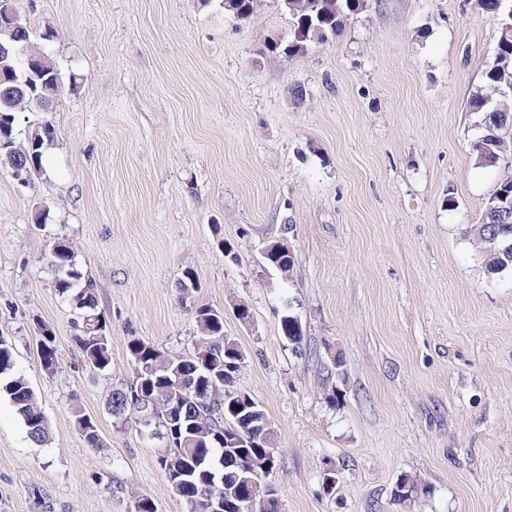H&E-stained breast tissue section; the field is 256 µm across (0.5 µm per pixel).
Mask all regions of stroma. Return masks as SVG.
<instances>
[{"instance_id": "35a3bbf8", "label": "stroma", "mask_w": 512, "mask_h": 512, "mask_svg": "<svg viewBox=\"0 0 512 512\" xmlns=\"http://www.w3.org/2000/svg\"><path fill=\"white\" fill-rule=\"evenodd\" d=\"M13 5L63 94L17 119L21 137L55 127L46 173L0 165V336L51 428L35 444L0 397V512H133L138 495L186 512L155 441L116 428L106 394L130 376L129 339L192 352L203 304L223 310L246 354L238 387L277 431L280 512H512V273L488 277L466 235L498 178L474 162L467 110L496 20L476 0H373L288 58L258 52L291 23L274 0L244 21L217 0ZM63 239L97 283L110 371L85 367L54 287L47 256ZM280 240L286 274L262 254ZM187 269L198 286L184 295ZM288 313L301 347L281 331ZM40 322L56 337L51 372ZM337 352L332 409L322 382ZM75 402L107 451L85 445ZM406 475L430 497L394 502ZM40 339L37 344L38 357L41 365L47 371H52L58 363V350L55 344V337L53 334L46 337V332L43 327L39 325Z\"/></svg>"}]
</instances>
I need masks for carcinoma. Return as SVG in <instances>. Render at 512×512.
Here are the masks:
<instances>
[{
	"instance_id": "1",
	"label": "carcinoma",
	"mask_w": 512,
	"mask_h": 512,
	"mask_svg": "<svg viewBox=\"0 0 512 512\" xmlns=\"http://www.w3.org/2000/svg\"><path fill=\"white\" fill-rule=\"evenodd\" d=\"M238 10L224 9L236 20H244L257 9V0H232ZM359 0H290L288 14L292 24L288 41L294 40L296 28L308 21L318 26L300 41L293 54L303 53L315 43L340 35L346 22L359 13ZM483 11L498 23L499 38L492 61L485 65L484 84L470 98V111L478 114L475 164L495 167L500 176L496 188L512 193V96L502 98L497 90L505 77L512 75V0H479ZM0 41L12 43L20 59L32 58L42 76L33 88L19 83L1 84L0 113L11 116L44 102L52 107L61 91L60 73L55 61L38 50L30 31L16 18L15 27L0 30ZM50 138L43 132H29L25 141L12 137L13 155L0 162L16 168L35 156L36 169L43 168V147ZM485 268L490 275L512 269V257L497 252L491 237L512 239V218L504 219L494 211L482 209L480 222L467 230ZM58 278L55 288L78 310L79 334L74 341L85 364L105 371L112 365V332L98 311L97 287L77 267L75 252L68 242L56 244L49 257ZM199 335L189 354L165 352L132 338L127 343L132 363V380L112 387L106 407L117 427L133 423L148 437L162 445L158 463L169 480L173 492L183 499L187 512H207L208 495H219L231 501L247 490V480L256 481V500L270 496L280 499L279 489L264 481L277 463L275 427L261 421L260 404L238 388L245 354L238 343L224 334V312L210 306L195 309ZM284 337L295 347L303 341L298 317L281 318ZM38 357L47 371L58 363L54 336H42L37 344ZM0 396L9 399L15 414L27 428L36 444L50 439V425L38 398L27 380L15 369L12 344L0 343ZM229 433L251 434L255 448H230ZM398 502L415 501L428 495L422 482L411 476L397 481L392 490Z\"/></svg>"
}]
</instances>
